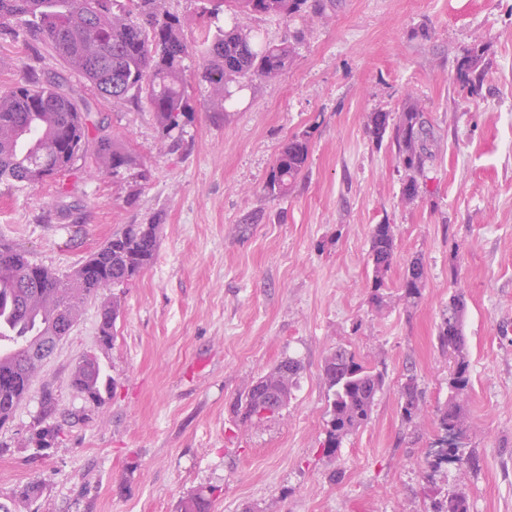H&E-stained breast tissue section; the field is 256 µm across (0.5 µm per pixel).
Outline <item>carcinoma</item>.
Here are the masks:
<instances>
[{
  "instance_id": "cac0c4a2",
  "label": "carcinoma",
  "mask_w": 512,
  "mask_h": 512,
  "mask_svg": "<svg viewBox=\"0 0 512 512\" xmlns=\"http://www.w3.org/2000/svg\"><path fill=\"white\" fill-rule=\"evenodd\" d=\"M217 11L231 7L229 28L205 39V64L201 81L210 89L211 109L228 112L234 89L253 80H274L293 60L292 42H268L249 24L255 15L274 16L290 23L308 24L327 10L325 0H208ZM165 0H0V35L26 43L38 42L52 50L72 71L83 75L105 100H147L162 134L178 141L190 122L192 106L184 81V61L189 44L182 20L164 8ZM203 8L207 13L211 10ZM483 51L474 47L456 64V80L464 87L483 80ZM88 102L63 78L43 79L29 72L0 93V183L38 182L66 171L74 160L90 154L99 174L117 176L136 165L129 150L103 129L89 137ZM425 105L408 96L390 122V113L372 112L367 118L369 136L395 147L405 172L402 199L418 197L419 179L431 158V126ZM311 131L289 138L279 150L264 190L272 197L288 194L308 165ZM159 225L129 224L93 251L65 276L29 260L27 253L0 242V341L36 345L39 361L12 359L0 353V424L8 421L26 397L40 361L77 321L82 304L113 288H125L154 261ZM395 251L394 225L375 224L369 252L372 262L370 303L381 308L389 288L388 273ZM399 288L406 303L414 305L424 288V266L412 261ZM461 294L448 301V313L437 326V343L444 353L455 354L448 380V401L437 409L436 424L448 436L462 432L465 416L458 395L469 385ZM121 309L117 297L103 306L100 320L102 345L115 337ZM303 370L302 362L285 357L254 380L239 413L242 422L268 418L288 406L292 389ZM385 368L370 365L355 351L338 346L322 365L327 388L326 452L334 453L347 436L370 419L378 393L383 390ZM72 385L92 403H102V393L112 391L114 380L94 356L84 358L72 374ZM422 392L410 375L400 390L402 420L413 422L421 411ZM58 431L36 430L30 438L44 450L54 444ZM38 482L16 486L12 504L28 505L41 496ZM209 496L196 493L181 503V512H211ZM434 512H468L464 494L439 503Z\"/></svg>"
}]
</instances>
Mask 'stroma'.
Here are the masks:
<instances>
[{
	"mask_svg": "<svg viewBox=\"0 0 512 512\" xmlns=\"http://www.w3.org/2000/svg\"><path fill=\"white\" fill-rule=\"evenodd\" d=\"M166 3L195 47L230 22L227 11L201 21L204 0ZM253 25L275 44L298 28L268 16ZM294 42L288 70L246 83L223 119L209 110L203 58L190 53L195 112L176 146L146 102L103 100L44 46L0 37V91L29 65L65 73L91 121L147 171L101 175L79 158L47 182L2 183L0 239L66 274L126 225H160L152 265L116 291L112 345L100 342L101 299L87 301L0 426V501L37 480L42 498L18 512H180L200 490L212 512H434L461 487L468 512H512V0H335ZM478 44L489 65L472 93L455 65ZM410 95L434 138L427 185L409 204L394 147L373 142L366 124ZM307 129L306 170L288 196L269 197L279 149ZM384 222L396 249L377 309L369 238ZM416 256L426 280L410 306L399 283ZM457 290L470 384L459 443L443 457L435 414L454 360L436 329ZM339 345L387 377L368 423L329 454L321 369ZM93 355L116 382L97 408L71 384ZM288 356L303 364L288 406L241 424L235 402ZM410 375L423 412L409 424L399 390ZM47 392L60 434L40 456L29 438Z\"/></svg>",
	"mask_w": 512,
	"mask_h": 512,
	"instance_id": "1",
	"label": "stroma"
}]
</instances>
